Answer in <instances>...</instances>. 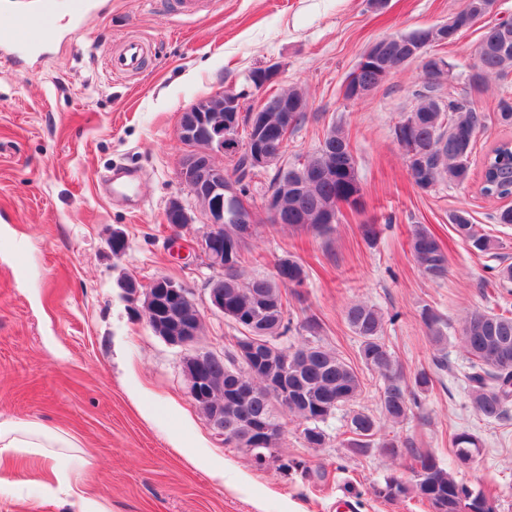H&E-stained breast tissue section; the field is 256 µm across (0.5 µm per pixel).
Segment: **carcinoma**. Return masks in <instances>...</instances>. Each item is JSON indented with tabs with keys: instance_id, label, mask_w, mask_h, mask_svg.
I'll return each mask as SVG.
<instances>
[{
	"instance_id": "cac0c4a2",
	"label": "carcinoma",
	"mask_w": 512,
	"mask_h": 512,
	"mask_svg": "<svg viewBox=\"0 0 512 512\" xmlns=\"http://www.w3.org/2000/svg\"><path fill=\"white\" fill-rule=\"evenodd\" d=\"M496 0H466L465 7L451 18L457 32L469 28L474 22L490 13ZM481 42L488 44L486 54L478 61L468 64L464 76V86L459 92L448 93V99L435 101L427 94L420 95L417 106L418 121L411 130L414 150L429 154L435 160L434 169L421 174L410 155H404L411 179L421 190L432 188L441 180L460 184L469 179L471 156L475 139L471 135L484 126L486 116L473 107L472 97L482 92L492 80H506L512 75V21L497 23L484 32ZM494 121L505 127H512V97L499 99L493 113ZM333 139L330 145L336 155L351 149L348 135L342 127L331 129ZM317 154H312L304 167L308 169L307 180L300 184L296 196L288 202V227L311 231L315 235H325L331 231L330 224H299L296 217L318 213L325 202L336 197L347 205L359 208L363 205V190L358 172L345 175L336 171V179L321 180L316 174ZM512 184V147L497 145L484 157L482 165V195L502 197L509 193ZM451 224L460 240L472 250L488 253L499 246V241L480 232L472 224L466 211H458L451 216ZM246 245L239 247V256L234 267V279H224L225 308L230 312L228 320L236 323L243 316L258 318L257 327L269 330V336L276 339L290 331L288 318V292L303 287L308 280L305 266L288 256L279 259L272 276L255 275L244 277L242 264ZM411 254L421 272L429 280H439L448 274V256L439 240L424 226H416L410 240ZM267 302L274 311L270 314L256 307ZM430 341L437 353L440 366H447L446 334L442 317L430 308L421 312ZM346 320L353 332L361 338L359 358L371 371L379 372L383 386L380 391V405L383 416L401 423L407 419L411 407H419L417 392L428 391L430 375L421 370L414 375L416 391H408L401 369L383 339L384 316L379 309L366 303H356L348 307ZM303 328L310 335L302 339L296 347L282 346L280 351L291 359L292 375L298 387L314 400L305 403L294 400L288 404V414L302 425L301 438L308 448H322L329 436L325 425L334 417L339 408L355 400L362 392V381L354 368L336 352L324 347L315 338L317 322L307 320ZM463 344L469 355L468 371L464 374L468 388V398L476 413L487 420H498L512 403V314L494 311H475L469 314L462 327ZM234 365L233 349L224 351V362L210 365L212 380L217 384L231 386L234 380L228 368ZM284 373V363L278 356L269 360L265 368L255 374H246V382L254 387V395L243 405L224 411V444L237 445L240 425L243 422H280L281 411L272 403L262 387V379L279 378ZM378 421L370 414L357 412L351 418L346 448L355 455H364L376 446L388 456L396 457L407 442L398 437L375 442ZM455 452L466 449L480 453L478 438L467 432L457 433L452 438ZM273 462L286 475L289 471H301L309 475L305 462L290 459L277 452ZM434 453L420 452L417 464L412 468L416 474L421 470L435 468V486L413 488L408 481L396 474L386 476L382 484L396 488V493L387 494L386 501L418 498L431 508L438 509L441 500L453 495L465 504L482 498L492 499V495L471 489L459 480L453 471L439 463L432 464Z\"/></svg>"
}]
</instances>
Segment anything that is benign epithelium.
Masks as SVG:
<instances>
[{
  "label": "benign epithelium",
  "instance_id": "benign-epithelium-1",
  "mask_svg": "<svg viewBox=\"0 0 512 512\" xmlns=\"http://www.w3.org/2000/svg\"><path fill=\"white\" fill-rule=\"evenodd\" d=\"M446 40L444 30L435 27L429 30L423 41L401 44L400 52L391 58L381 53L386 39L371 45L363 62L382 65L380 75L386 79L410 61L418 60L430 76L452 74L449 66L431 53L430 46ZM279 76V68L271 65L251 71L246 86L241 90H224L215 95L199 99L183 113L178 127V137L191 147L177 163V175L182 184L189 188L202 209L207 230L197 241V247L205 256L210 267L222 272L229 270L232 262L224 258V225L239 224V236L251 231V225L267 221L270 224L288 222V212L283 210L282 201L288 196V169L291 165L284 160L285 140L280 136L293 126L297 113L308 109V102L302 98L290 99L284 94H268L259 106L245 108L246 100L265 90ZM278 115V125L267 123L265 113ZM248 117V136L241 140L238 133L243 117ZM237 159L246 158L249 168L254 170L274 168L278 175V191L264 197L263 213H258L244 202L239 194L235 179L216 162L217 156ZM165 221L178 232L185 225L193 223V217L183 204L175 198L167 206ZM132 304H142L152 332L172 347L183 352L182 371L187 383L189 396L205 408L209 425L224 431V389L214 387L207 371V365L224 355L216 354L200 346L203 317L191 298L190 290L168 278H157L148 287L132 284L125 292ZM208 309L220 316L224 309V276L211 280L208 288ZM243 337L236 345L235 368L253 370L261 366L264 358L275 356L278 349L272 342L259 338L261 331L242 330ZM268 392L281 404L291 397L299 396L300 390L285 377L267 382ZM273 427L266 423L260 427L247 425L245 435L238 446L251 459L266 462L272 449L263 447L264 435Z\"/></svg>",
  "mask_w": 512,
  "mask_h": 512
}]
</instances>
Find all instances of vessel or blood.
Listing matches in <instances>:
<instances>
[{"instance_id":"obj_1","label":"vessel or blood","mask_w":512,"mask_h":512,"mask_svg":"<svg viewBox=\"0 0 512 512\" xmlns=\"http://www.w3.org/2000/svg\"><path fill=\"white\" fill-rule=\"evenodd\" d=\"M14 0H0V7L10 9L12 24L0 27V55L41 57L57 36L60 0H34L33 7L17 9ZM150 53L142 40L125 41L109 59L113 75L126 77L140 72Z\"/></svg>"}]
</instances>
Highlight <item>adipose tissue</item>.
Returning a JSON list of instances; mask_svg holds the SVG:
<instances>
[{"instance_id":"1","label":"adipose tissue","mask_w":512,"mask_h":512,"mask_svg":"<svg viewBox=\"0 0 512 512\" xmlns=\"http://www.w3.org/2000/svg\"><path fill=\"white\" fill-rule=\"evenodd\" d=\"M82 446L69 433L47 429L27 420H0V468L35 456L45 462L49 470L47 481L56 483L57 491L75 506L76 512H108L104 503L86 496L82 486L72 477L67 462Z\"/></svg>"}]
</instances>
